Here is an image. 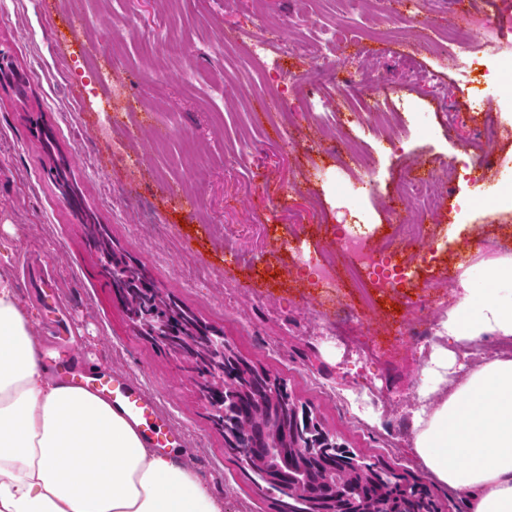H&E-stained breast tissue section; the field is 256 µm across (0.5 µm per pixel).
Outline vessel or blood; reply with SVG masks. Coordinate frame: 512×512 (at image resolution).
<instances>
[{
	"label": "vessel or blood",
	"mask_w": 512,
	"mask_h": 512,
	"mask_svg": "<svg viewBox=\"0 0 512 512\" xmlns=\"http://www.w3.org/2000/svg\"><path fill=\"white\" fill-rule=\"evenodd\" d=\"M95 382L96 391L139 428L149 447H179L180 433L168 425L155 397L143 389L132 387L123 371L115 370L98 376Z\"/></svg>",
	"instance_id": "1"
}]
</instances>
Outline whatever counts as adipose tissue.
Returning a JSON list of instances; mask_svg holds the SVG:
<instances>
[{
  "label": "adipose tissue",
  "mask_w": 512,
  "mask_h": 512,
  "mask_svg": "<svg viewBox=\"0 0 512 512\" xmlns=\"http://www.w3.org/2000/svg\"><path fill=\"white\" fill-rule=\"evenodd\" d=\"M413 413L414 451L470 512H512V358L464 371L459 347L512 341V257L465 271ZM0 512H224L190 467L149 448L102 395L57 378L34 319L0 274Z\"/></svg>",
  "instance_id": "obj_1"
}]
</instances>
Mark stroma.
Returning a JSON list of instances; mask_svg holds the SVG:
<instances>
[{
	"label": "stroma",
	"instance_id": "35a3bbf8",
	"mask_svg": "<svg viewBox=\"0 0 512 512\" xmlns=\"http://www.w3.org/2000/svg\"><path fill=\"white\" fill-rule=\"evenodd\" d=\"M83 7L95 25L75 38L79 20L69 0H0V53L26 82L22 96L0 82V273L13 278L34 314L44 363L59 376L92 365L101 374L124 369L132 386L156 395L182 433L185 457L223 496L224 512H276L275 497L261 492L227 450L191 364L129 321L99 251L55 186L52 161L59 158L113 247L144 266L164 294L223 331L240 357L280 378L294 402L362 462L421 481L444 512H469L464 495L435 479L412 451V414L432 339L410 327L420 318L437 326L465 266L512 256V206L462 211L477 186L450 184L445 207L430 223L434 254L419 259L417 241H399L414 276L393 294H376L369 310L347 283V258L331 246L343 219L356 223L370 246L393 237L405 214L389 195L404 176L426 175L435 157L457 159L474 177L512 187V109L485 76L512 45L479 46L465 73L420 51L424 32L406 20L410 0L390 18L377 16L371 2L353 17L342 0H248L232 14L224 0H133L128 33L115 51L134 117L101 137L104 101L86 88L95 70L112 68L111 58L94 49L112 18L104 0H84ZM300 12L320 25L347 24L366 56L355 58L347 48L332 80H358L372 68L380 100L409 108L406 136L379 139L363 118L316 132L319 115L309 101L324 88L315 82L302 93L281 82L282 120H267L263 92L251 87L214 111L209 86H186L166 43L144 44L167 27L195 47L198 68L232 71L244 63L241 52L216 59L198 49L202 35L272 25L301 38L309 29L294 24ZM157 123L176 131L158 149L151 145ZM45 129L55 140L51 157L43 149ZM484 129L493 143L463 151ZM350 138L371 159L353 178L344 149ZM326 258L346 282L330 296L313 287L310 271ZM29 259L58 282L69 335L54 334L49 303L20 273ZM243 281L250 290L240 289Z\"/></svg>",
	"mask_w": 512,
	"mask_h": 512
}]
</instances>
